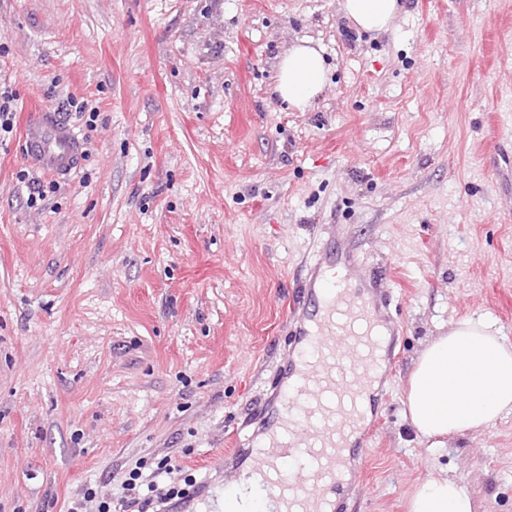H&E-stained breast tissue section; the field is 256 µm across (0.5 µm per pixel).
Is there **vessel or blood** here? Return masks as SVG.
<instances>
[{"label": "vessel or blood", "mask_w": 512, "mask_h": 512, "mask_svg": "<svg viewBox=\"0 0 512 512\" xmlns=\"http://www.w3.org/2000/svg\"><path fill=\"white\" fill-rule=\"evenodd\" d=\"M26 154L64 176L83 146L56 113L40 112L25 135ZM354 255L320 249L296 307V343L274 419L279 429L255 451L277 512H336L329 495L349 481L352 436L364 416L360 399L382 370L384 336L392 334L385 295H373L354 275Z\"/></svg>", "instance_id": "obj_1"}]
</instances>
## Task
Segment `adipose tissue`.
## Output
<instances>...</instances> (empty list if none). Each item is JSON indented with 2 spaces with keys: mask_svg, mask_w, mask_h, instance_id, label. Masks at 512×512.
<instances>
[{
  "mask_svg": "<svg viewBox=\"0 0 512 512\" xmlns=\"http://www.w3.org/2000/svg\"><path fill=\"white\" fill-rule=\"evenodd\" d=\"M400 0H344V12L363 32H386ZM327 67L321 48L304 40L284 56L275 86L281 99L306 109L324 88ZM406 417L427 438L449 437L488 426L512 412V342L494 322L466 319L421 350L408 377ZM408 512H475L470 489L438 475L414 487Z\"/></svg>",
  "mask_w": 512,
  "mask_h": 512,
  "instance_id": "1",
  "label": "adipose tissue"
}]
</instances>
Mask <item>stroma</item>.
Segmentation results:
<instances>
[{
    "label": "stroma",
    "instance_id": "obj_1",
    "mask_svg": "<svg viewBox=\"0 0 512 512\" xmlns=\"http://www.w3.org/2000/svg\"><path fill=\"white\" fill-rule=\"evenodd\" d=\"M403 2L368 34L343 0H0V512H68L90 483L129 512L126 473L163 459L197 480L173 512H224L246 464L225 443L265 436L330 240L396 322L345 512H406L442 472L512 512V414L437 443L404 406L458 320L512 341V0ZM303 40L329 74L299 111L275 85ZM34 107L83 140L69 175L27 158ZM16 98L12 95V91H0V136H6L13 132L16 126L17 106Z\"/></svg>",
    "mask_w": 512,
    "mask_h": 512
}]
</instances>
